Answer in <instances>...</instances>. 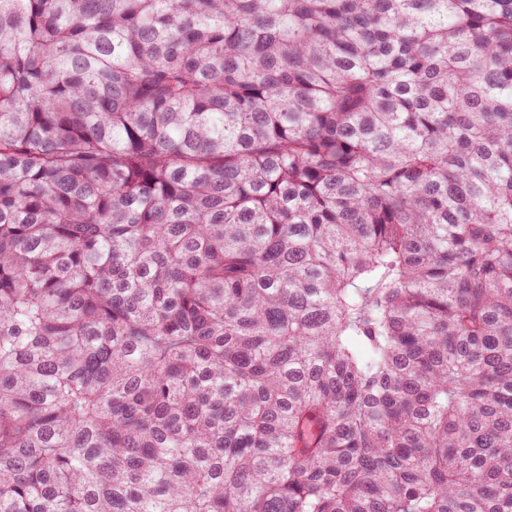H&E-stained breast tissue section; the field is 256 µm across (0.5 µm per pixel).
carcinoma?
<instances>
[{
  "mask_svg": "<svg viewBox=\"0 0 512 512\" xmlns=\"http://www.w3.org/2000/svg\"><path fill=\"white\" fill-rule=\"evenodd\" d=\"M0 512H512V0H0Z\"/></svg>",
  "mask_w": 512,
  "mask_h": 512,
  "instance_id": "carcinoma-1",
  "label": "carcinoma"
}]
</instances>
